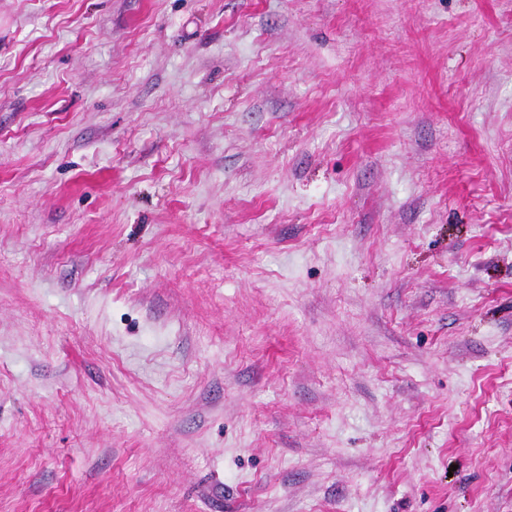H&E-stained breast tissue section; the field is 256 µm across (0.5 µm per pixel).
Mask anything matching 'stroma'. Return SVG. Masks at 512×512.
<instances>
[{
    "instance_id": "obj_1",
    "label": "stroma",
    "mask_w": 512,
    "mask_h": 512,
    "mask_svg": "<svg viewBox=\"0 0 512 512\" xmlns=\"http://www.w3.org/2000/svg\"><path fill=\"white\" fill-rule=\"evenodd\" d=\"M0 512H512V0H0Z\"/></svg>"
}]
</instances>
